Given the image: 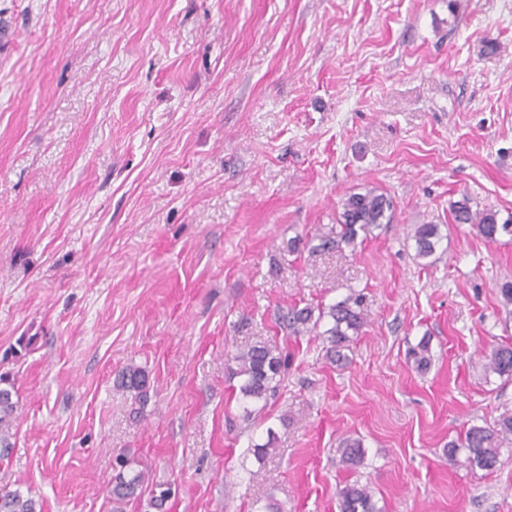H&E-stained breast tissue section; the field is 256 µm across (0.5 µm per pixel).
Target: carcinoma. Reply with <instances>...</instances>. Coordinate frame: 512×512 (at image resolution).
<instances>
[{
    "instance_id": "obj_1",
    "label": "carcinoma",
    "mask_w": 512,
    "mask_h": 512,
    "mask_svg": "<svg viewBox=\"0 0 512 512\" xmlns=\"http://www.w3.org/2000/svg\"><path fill=\"white\" fill-rule=\"evenodd\" d=\"M394 215L392 200L383 193L369 190L365 193H352L342 204V212L337 223L340 230L333 237L322 240L324 249L353 245L359 232H367L371 227L383 222L391 223ZM453 221L469 224L489 242L496 240L501 232L512 234V215L498 222L497 213L489 211L477 213L471 210L469 199L464 198L452 205ZM416 254L422 259L431 257L440 240L438 225L422 224L414 234ZM329 318L331 327L323 332L327 336V353L338 362L347 359L344 350L350 347L351 335H357L366 322L363 297L351 294L328 310H315L312 307L292 308L284 318L289 331L295 335L310 332L317 328L323 318ZM236 369L234 377L242 378L239 392L244 399L267 400L276 393L279 377L286 365V359L277 356L262 342L256 343L233 356ZM484 369L499 376H512V346L500 345L488 356ZM117 388L131 396L137 405L134 413H139L149 399L151 381L149 373L142 367L130 365L118 374ZM15 384L7 375H0V461L9 458L13 443L12 422L17 409ZM512 437V418H505L498 428L472 426L464 435L448 443V458H454L459 451L467 454L468 463L482 470L494 469L501 454L502 444ZM341 462L355 467L361 464L364 450L357 439L345 438L341 442ZM133 460L124 454L115 459L112 477L103 487L107 496L115 501L135 499L143 492L145 472L132 467ZM172 495L170 485L159 484L151 490L150 505L158 510L165 507ZM340 512H379L373 502L372 493L365 485L350 484L339 493ZM0 512H41V506L30 496L19 490L0 488Z\"/></svg>"
}]
</instances>
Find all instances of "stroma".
I'll return each mask as SVG.
<instances>
[{
    "label": "stroma",
    "mask_w": 512,
    "mask_h": 512,
    "mask_svg": "<svg viewBox=\"0 0 512 512\" xmlns=\"http://www.w3.org/2000/svg\"><path fill=\"white\" fill-rule=\"evenodd\" d=\"M0 373L15 446L0 488L42 512H155L103 491L115 454L170 483L167 512H512L494 470L447 454L512 417V0H0ZM392 223L321 250L368 190ZM440 242L416 255L418 225ZM297 251H289V242ZM365 296L335 362L289 309ZM428 340L431 363L410 355ZM286 356L248 402L231 357ZM153 383L140 416L115 386ZM360 440L356 468L340 462ZM272 448L257 458L255 448ZM451 210L455 223L471 224L477 233L489 242L495 241L500 231L512 234V214L499 224L496 212H472L469 200L466 199L455 202ZM484 369L500 376H512V346L500 345L494 348L486 356ZM117 388L130 394L132 405H139L138 408L133 409L134 413L138 414L149 399L151 381L148 371L134 365L126 367L118 374ZM340 512H380L373 502L372 493L365 485L350 484L339 493Z\"/></svg>",
    "instance_id": "35a3bbf8"
}]
</instances>
